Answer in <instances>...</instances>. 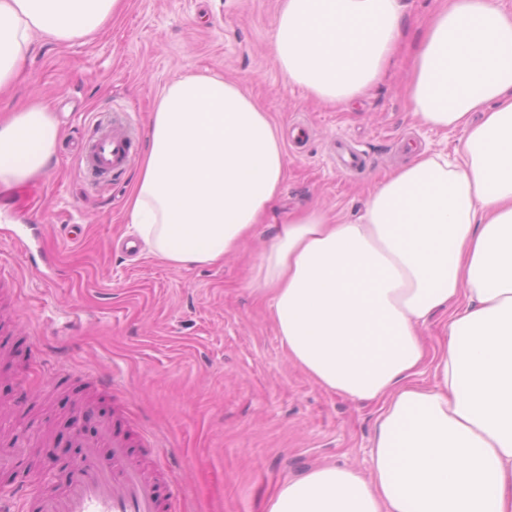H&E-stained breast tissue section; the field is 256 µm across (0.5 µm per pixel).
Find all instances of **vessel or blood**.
I'll return each instance as SVG.
<instances>
[{"mask_svg":"<svg viewBox=\"0 0 512 512\" xmlns=\"http://www.w3.org/2000/svg\"><path fill=\"white\" fill-rule=\"evenodd\" d=\"M130 127L127 115L97 122L78 158L89 182L110 179L128 165L135 148ZM334 160L340 171L349 175L362 166L363 155L341 143ZM101 430V443L111 449V466L98 464L99 443H88L86 458L75 467L69 484L62 492L41 496L39 512H171L173 502L163 499L157 479L132 462L126 435L106 423Z\"/></svg>","mask_w":512,"mask_h":512,"instance_id":"vessel-or-blood-1","label":"vessel or blood"}]
</instances>
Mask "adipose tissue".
<instances>
[{
  "label": "adipose tissue",
  "instance_id": "ef3b65f1",
  "mask_svg": "<svg viewBox=\"0 0 512 512\" xmlns=\"http://www.w3.org/2000/svg\"><path fill=\"white\" fill-rule=\"evenodd\" d=\"M123 6L0 0V90L35 38L92 36ZM404 23L402 0H280L272 52L289 84L352 103L384 77ZM409 98L424 124L461 131L453 153L413 154L357 221L290 210L265 251L261 293L289 358L379 407L369 473L310 467L267 512H512V12L448 0L421 34ZM149 129L131 224L170 264H223L281 195L277 129L208 74L167 85ZM58 135L39 101L0 119V188L46 176Z\"/></svg>",
  "mask_w": 512,
  "mask_h": 512
}]
</instances>
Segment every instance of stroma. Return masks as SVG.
Instances as JSON below:
<instances>
[{
	"mask_svg": "<svg viewBox=\"0 0 512 512\" xmlns=\"http://www.w3.org/2000/svg\"><path fill=\"white\" fill-rule=\"evenodd\" d=\"M441 0H407L403 54L352 106L333 107L288 84L271 52L279 0H127L90 38L38 41L0 110L46 101L59 123L41 194L0 195V281L18 324L0 330V498L18 488L60 490L82 448L108 420L131 440L183 512H266L282 482L319 464L367 470L378 408L316 383L293 365L258 300L267 236L260 233L217 266L181 267L147 248L115 249L131 237L127 205L141 165L149 114L162 89L191 73L238 82L278 129L287 161L282 198L355 219L382 175L410 150H451L460 134L426 126L407 96V52ZM130 113V165L89 185L75 154L102 113ZM363 151L361 175L337 173L338 137ZM82 225L80 239L65 227ZM21 233L28 252L15 249Z\"/></svg>",
	"mask_w": 512,
	"mask_h": 512,
	"instance_id": "35a3bbf8",
	"label": "stroma"
}]
</instances>
